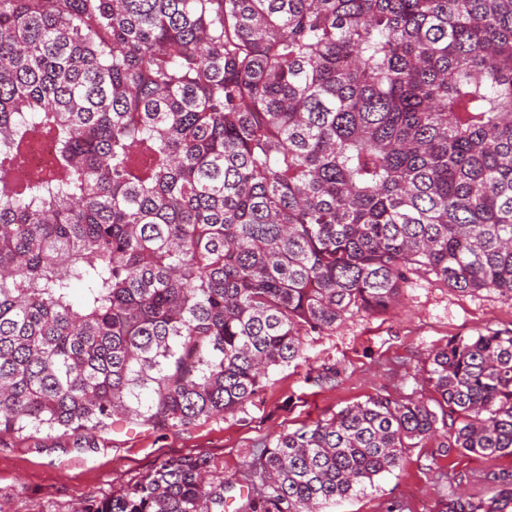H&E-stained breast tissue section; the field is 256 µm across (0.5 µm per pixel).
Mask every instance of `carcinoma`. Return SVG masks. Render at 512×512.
<instances>
[{
    "label": "carcinoma",
    "instance_id": "cac0c4a2",
    "mask_svg": "<svg viewBox=\"0 0 512 512\" xmlns=\"http://www.w3.org/2000/svg\"><path fill=\"white\" fill-rule=\"evenodd\" d=\"M412 275L512 296V0H0L1 448L235 412ZM429 362L437 409L377 394L278 436L236 512H322L441 427L512 455V331ZM210 467L80 512H224Z\"/></svg>",
    "mask_w": 512,
    "mask_h": 512
}]
</instances>
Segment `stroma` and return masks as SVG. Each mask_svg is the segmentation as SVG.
I'll list each match as a JSON object with an SVG mask.
<instances>
[{
    "label": "stroma",
    "instance_id": "1",
    "mask_svg": "<svg viewBox=\"0 0 512 512\" xmlns=\"http://www.w3.org/2000/svg\"><path fill=\"white\" fill-rule=\"evenodd\" d=\"M487 330H512V297L460 293L435 278L412 277L388 313H355L306 336L305 360L274 370L236 413L177 430L119 425L105 431L97 448H68L57 438L37 445L24 437L0 447V512H75L134 485L160 460L195 454L209 457L234 491L260 488L250 462L271 439L378 393L432 403L435 393L423 380L431 353L453 337ZM442 442L438 433L406 449L400 469L324 512H446L451 498H480L512 485V457L489 464L447 454Z\"/></svg>",
    "mask_w": 512,
    "mask_h": 512
}]
</instances>
